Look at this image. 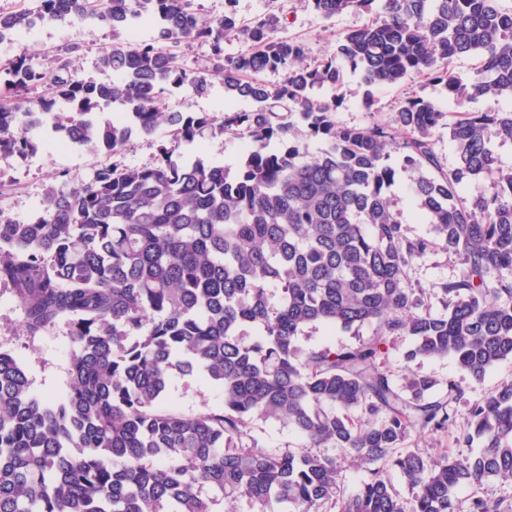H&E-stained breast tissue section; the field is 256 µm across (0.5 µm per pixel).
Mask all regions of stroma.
Returning a JSON list of instances; mask_svg holds the SVG:
<instances>
[{
  "mask_svg": "<svg viewBox=\"0 0 512 512\" xmlns=\"http://www.w3.org/2000/svg\"><path fill=\"white\" fill-rule=\"evenodd\" d=\"M278 34L305 42L309 54L323 57L328 54L337 35L359 28L369 20L380 19L379 10L370 13H344L332 20H322L304 0H281L278 11ZM111 29L97 22L70 25L64 23L39 24L23 41H0V61L20 54L31 56L34 62H43L52 52L75 48V65L82 78H99L95 66L102 49L112 45ZM344 100L336 111V121L342 126H364L373 122L385 123L395 107L407 97L417 95L431 99L442 108L454 112H483L492 105L486 97H477L456 104L448 100L440 87L414 77L400 86H379L367 89L360 74H347L343 88ZM224 108V86L212 81L207 94L195 95L179 91L165 100L169 112L218 113ZM245 150L242 139L228 136H209L183 149L185 159H204L208 162L235 167ZM108 157L90 147L77 148L57 154L38 150L26 158L0 155V183L7 189L0 193V212L16 221H28L41 207L49 188L71 187L86 180L93 169L107 162ZM391 163L397 169V181L392 189L395 208L411 235H426L428 224L423 223L407 195L413 179L411 170L402 166L399 154H392ZM0 349L13 353L25 368L33 391L41 396L57 397L64 393L68 380L70 339L68 328L56 324L37 334H30L24 323V313L12 289L0 286ZM422 370L433 373L441 381L455 380L462 396L452 401L455 423L448 432L437 435L411 434L403 444L404 450L433 453L445 448L456 455L474 454V447L457 444V437L467 430L472 404L494 392L501 385L512 382V359L497 363L482 382H473L460 373L451 358L424 360ZM221 392L196 376H177L171 381L165 401L167 408L183 414L205 413L220 407Z\"/></svg>",
  "mask_w": 512,
  "mask_h": 512,
  "instance_id": "1",
  "label": "stroma"
}]
</instances>
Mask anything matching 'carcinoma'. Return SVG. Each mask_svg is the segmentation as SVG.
I'll return each instance as SVG.
<instances>
[{
    "mask_svg": "<svg viewBox=\"0 0 512 512\" xmlns=\"http://www.w3.org/2000/svg\"><path fill=\"white\" fill-rule=\"evenodd\" d=\"M196 0H40L38 9L0 8V41L35 20L101 22L116 42L100 52L105 81L76 74L72 47L34 63L0 65V153L27 156L28 128L50 125L72 145L120 154L162 126L169 139L140 167L111 162L68 189L52 188L26 223L0 215V284L19 299L27 329L69 328L67 389L35 395L10 352L0 350V512H501L481 495L512 481V383L476 401L459 458L400 452L413 432L453 424L458 386L436 395L432 375L398 380L391 341L404 358L450 357L474 381L512 359V169L497 165L489 130L512 140V109L451 115L407 98L390 123L345 127L336 108L346 71L369 86L416 76L458 104L512 102V10L501 0H305L323 20L379 6L384 19L336 38L309 61L298 40L274 36L270 13L249 22L234 9L212 19ZM147 27L154 36L121 40ZM251 44L224 52L231 40ZM208 44L211 66L178 62L183 43ZM480 59L466 83L450 68ZM282 73L277 85L261 75ZM224 84L226 101L249 111L167 112L166 97ZM301 122L327 149L308 155L293 136ZM448 129L456 154L446 170L434 136ZM248 142L235 171L180 160L204 134ZM416 173L410 194L432 226L410 236L392 209L390 150ZM488 191L461 198L468 181ZM459 257L461 273L425 287L412 277L431 251ZM437 296L443 311L430 306ZM368 324L351 344L303 348L310 325ZM198 375L223 390L222 407L185 415L163 408L175 375ZM274 418L301 448H261L257 419ZM337 448L342 459L325 452ZM367 473L339 499L342 462ZM397 470L411 499L395 493ZM471 490L462 500L457 492Z\"/></svg>",
    "mask_w": 512,
    "mask_h": 512,
    "instance_id": "obj_1",
    "label": "carcinoma"
}]
</instances>
